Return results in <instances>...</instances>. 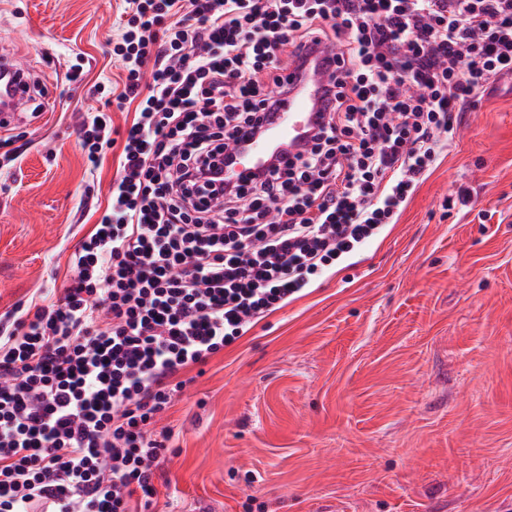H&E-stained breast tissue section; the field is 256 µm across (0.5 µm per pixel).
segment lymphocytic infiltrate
I'll return each instance as SVG.
<instances>
[{
  "label": "lymphocytic infiltrate",
  "mask_w": 512,
  "mask_h": 512,
  "mask_svg": "<svg viewBox=\"0 0 512 512\" xmlns=\"http://www.w3.org/2000/svg\"><path fill=\"white\" fill-rule=\"evenodd\" d=\"M112 52L135 104L74 276L0 315V512L150 508L206 363L380 236L453 146L457 114L512 73V0H126ZM335 75L304 147L225 183L304 48ZM150 75H143L144 65ZM89 166L112 119L87 116Z\"/></svg>",
  "instance_id": "lymphocytic-infiltrate-1"
}]
</instances>
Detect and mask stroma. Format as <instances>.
<instances>
[{"mask_svg":"<svg viewBox=\"0 0 512 512\" xmlns=\"http://www.w3.org/2000/svg\"><path fill=\"white\" fill-rule=\"evenodd\" d=\"M123 9L0 0L39 88L0 170V314L67 286L107 206L118 152L88 168L77 128L109 111ZM184 378L150 512H512V78L377 241Z\"/></svg>","mask_w":512,"mask_h":512,"instance_id":"stroma-1","label":"stroma"}]
</instances>
